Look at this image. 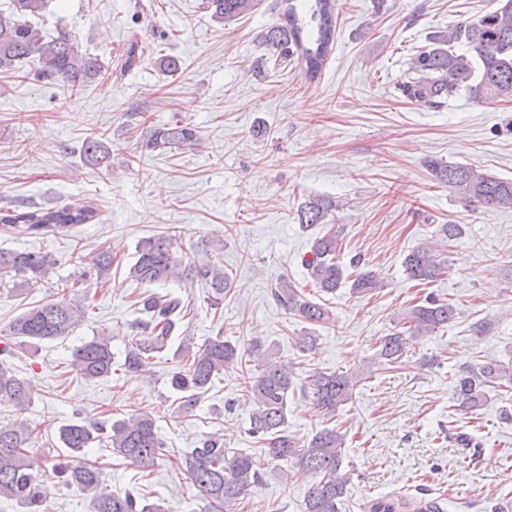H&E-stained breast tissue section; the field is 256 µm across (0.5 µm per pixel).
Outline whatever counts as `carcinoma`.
<instances>
[{"label":"carcinoma","mask_w":512,"mask_h":512,"mask_svg":"<svg viewBox=\"0 0 512 512\" xmlns=\"http://www.w3.org/2000/svg\"><path fill=\"white\" fill-rule=\"evenodd\" d=\"M260 0H204L203 5L213 20L224 22L254 11ZM498 6L476 18L456 22L447 30L431 33L428 44L409 62L405 78L398 84L402 96L412 103L437 108L448 99L464 92L476 101H512V0H497ZM48 7V0H7L0 9V71L16 72L25 64L37 68L41 78L73 91L102 81L112 73H124L140 59L136 37L129 39L117 63L112 55L91 54L80 49L69 31L61 29L48 38L34 24ZM272 8L278 21L259 34V42L267 50L266 62L277 69H299L306 80H315L333 50L336 40V0H307L297 10L295 0H274ZM156 66L167 76L180 73L182 64L174 56L162 55ZM196 128L176 121L148 127L141 135V150L153 152L172 147L199 144ZM83 160L91 166L108 162L111 145L102 134H92L82 143ZM425 165L431 175L466 201L480 202L497 208H512V180L485 173L467 164L428 158ZM336 203L324 196L307 197L299 206L297 220L307 229L333 220ZM97 218L88 205L69 207L0 208V230L19 223L35 236L62 233L90 224ZM175 235L161 233L139 240L135 261L128 274L132 280L148 287L137 296L135 306L145 318L140 320L146 336L137 346L127 350L122 367L129 377L146 371L154 354L165 351L175 330L186 316L181 298L167 289L175 280H190L206 285L207 297L215 307L231 291L233 280L224 267L212 260L177 256ZM338 234L328 230L312 242L309 257L302 259L315 287L332 294L346 282L356 294H368L380 282L370 270L360 268L349 273L338 260ZM115 257L100 251L87 261L90 272L99 283L111 275ZM49 253L37 250H0V287L12 285L11 291L23 292L44 284L55 268ZM406 274L414 281L436 282L448 275L446 261L432 246H418L403 262ZM277 304L311 324L330 320V312L300 291L288 278L282 277L272 289ZM86 313L85 301L69 297L62 289L61 297L38 305L19 316L9 327L12 342L0 351L8 356L38 351L39 343L66 338ZM456 315L449 301L427 296L416 303L405 317L402 327L382 337L378 356L383 366L402 363L410 340L448 324ZM112 336L106 331L81 342L72 350V362L80 376L89 382H107L112 378L114 354ZM270 348L256 338L240 346L222 336L210 338L197 350L179 346L174 358L183 363L171 376V386L183 393L181 407L192 410L199 395L207 392L214 378L229 369L244 372V392L252 406L250 433L260 439L275 460L293 459L309 475V486L302 512H340L346 494L347 474L341 470L344 435L336 428L325 427L306 443L288 433V398L295 389L309 396L314 407L325 415H334L340 406L351 402L361 379L348 372L315 371L307 380L297 383L293 369L268 360ZM512 386V366L486 362L468 368L459 376L456 386L457 410L473 412L487 402L486 389ZM36 391L20 378L15 368L0 361V403H7L22 413L30 407ZM36 438L27 420L0 424V497L13 500L21 512H44L40 479L29 471L26 453ZM60 440L71 452L74 462L59 468L62 483L89 499L92 512H164L161 505L146 502L142 489L134 487L124 493H110L99 465L83 457L84 451L103 440L113 453L122 456L142 471L153 468L164 456L165 444L158 434L154 417L141 411L118 419H89L68 423L60 429ZM184 463L194 488L205 504V512H240L246 496L263 482L253 469L250 456L241 450L224 447V439L212 435L201 439L198 446L185 455Z\"/></svg>","instance_id":"1"}]
</instances>
